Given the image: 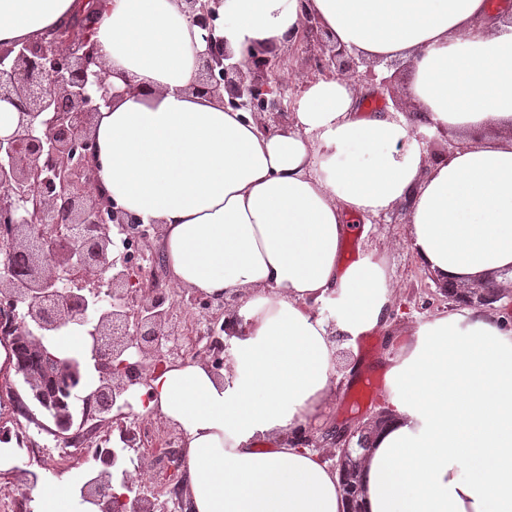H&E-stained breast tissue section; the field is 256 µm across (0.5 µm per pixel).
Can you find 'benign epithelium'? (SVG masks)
<instances>
[{"label":"benign epithelium","instance_id":"benign-epithelium-1","mask_svg":"<svg viewBox=\"0 0 512 512\" xmlns=\"http://www.w3.org/2000/svg\"><path fill=\"white\" fill-rule=\"evenodd\" d=\"M181 2L187 20L206 43V50L198 54L192 90L218 98L226 109L250 112L263 127L290 125L293 99H285L281 88V57L273 58L260 47L242 69L230 62L219 34L224 0ZM99 5L100 0H83L61 28L34 41L0 47V104L15 111L13 132L0 135V221L10 225L0 251L7 256L24 254L29 261L22 273L0 274V315L17 320L11 340L53 366L55 384L78 378L80 363L48 352L44 341L68 328L84 332L99 384L78 400L101 414L118 410L112 420L123 446L103 456L104 469L82 487L81 502L97 506L99 512H157L153 498L133 485L125 468L129 452L144 444L137 431L122 422L126 395L137 387L151 398L146 365L160 370L187 362L188 306L196 309L193 324L209 329L206 349L212 354L203 359L216 373L224 369L226 345L216 331H224L221 319L237 299L135 287L134 280L155 275L153 268L136 265L126 252L114 251L110 226L117 227L125 246L131 239L141 242L158 233V225L145 226L108 194L86 189L97 164L92 127L101 107L112 103V85L91 39ZM294 46L306 55L312 80L335 77L354 59L345 48L329 42L310 13L289 40V47ZM351 73L361 82L371 81L379 97L393 94L392 78L376 84L374 70L360 74L355 63ZM60 224L65 228L62 236L57 233ZM448 287L465 293L469 305L489 310L496 309L504 296L493 281L478 290L465 284ZM20 379L40 407L50 412L53 395L45 379L23 372ZM183 441L184 433L176 426L153 452L163 475L177 474L181 491L186 471L178 448ZM116 484L122 493L114 491Z\"/></svg>","mask_w":512,"mask_h":512}]
</instances>
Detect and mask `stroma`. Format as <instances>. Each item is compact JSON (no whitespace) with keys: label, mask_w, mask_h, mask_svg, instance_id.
<instances>
[{"label":"stroma","mask_w":512,"mask_h":512,"mask_svg":"<svg viewBox=\"0 0 512 512\" xmlns=\"http://www.w3.org/2000/svg\"><path fill=\"white\" fill-rule=\"evenodd\" d=\"M407 231L408 221L404 212L395 210L372 224L367 242L350 237L342 252V262L348 265L360 254L374 249L386 250L391 275L397 284L395 320L390 332L415 328L449 307L446 295L406 245ZM388 334L376 330L362 336L353 345L339 342L336 372L340 377V388L316 422L309 424V431L320 438L331 431H352L378 415L385 404V394L361 403L355 396V388L362 377H383L380 361L394 353ZM4 385L12 388L17 400L0 404V442L5 439L6 430L31 421L41 423L47 430H54L55 425L49 416L38 408L28 407L30 391L15 374L0 372V387ZM82 426V419H75L70 430L68 458H51L39 465L16 458L10 465L0 468V496L6 497L9 512H21V502L31 497L36 487H53L77 470H101L100 452L119 447V432L113 429L112 420L107 417L98 422L93 439L82 443L78 440Z\"/></svg>","instance_id":"stroma-1"}]
</instances>
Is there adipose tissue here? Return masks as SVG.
<instances>
[{"mask_svg":"<svg viewBox=\"0 0 512 512\" xmlns=\"http://www.w3.org/2000/svg\"><path fill=\"white\" fill-rule=\"evenodd\" d=\"M74 4L0 0V45L41 36ZM308 12L356 57L412 62L414 112H362L344 74L308 83L291 125L265 131L192 93L202 40L180 0H101L93 30L120 91L96 120V186L159 225L178 288L239 299L221 375L197 359L152 381L149 411L185 435L192 512H349L340 470L299 438L336 394L337 337L355 343L393 309L385 253L342 265L351 233L367 239L370 219L403 207L438 287L512 268V7L224 0L234 61L282 53ZM416 127L460 146L431 159ZM324 302L334 321L313 312ZM393 342L360 464L363 512H512V321L452 309ZM88 479L36 490L34 512H83Z\"/></svg>","mask_w":512,"mask_h":512,"instance_id":"adipose-tissue-1","label":"adipose tissue"}]
</instances>
